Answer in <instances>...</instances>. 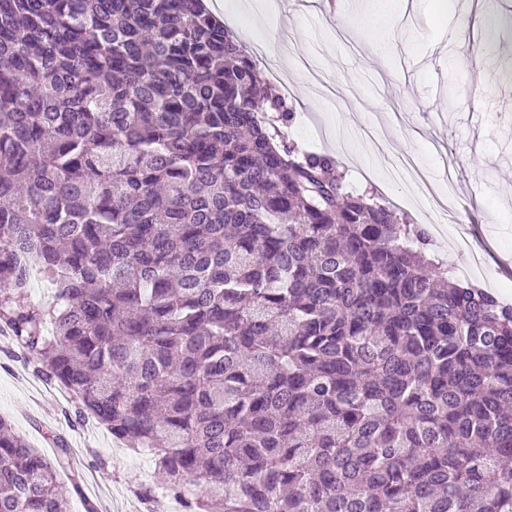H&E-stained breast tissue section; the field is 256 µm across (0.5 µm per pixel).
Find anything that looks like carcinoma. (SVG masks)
<instances>
[{
  "label": "carcinoma",
  "instance_id": "carcinoma-1",
  "mask_svg": "<svg viewBox=\"0 0 512 512\" xmlns=\"http://www.w3.org/2000/svg\"><path fill=\"white\" fill-rule=\"evenodd\" d=\"M291 117L200 0H0V330L148 504L512 512V306ZM67 463L0 418V512H66ZM43 288H49V293L44 295ZM21 300L48 306L53 303L54 290L49 283L42 281L37 275L35 277L31 276L29 288H26L23 292Z\"/></svg>",
  "mask_w": 512,
  "mask_h": 512
}]
</instances>
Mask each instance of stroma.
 <instances>
[{
    "label": "stroma",
    "mask_w": 512,
    "mask_h": 512,
    "mask_svg": "<svg viewBox=\"0 0 512 512\" xmlns=\"http://www.w3.org/2000/svg\"><path fill=\"white\" fill-rule=\"evenodd\" d=\"M224 23L258 69L286 98L293 119L287 140L329 154L357 191L396 205L403 201L387 170L412 162L415 177L435 189L457 188L448 211L484 262L450 241L432 249L472 282L501 295L512 291V6L490 0L483 29L464 23L467 0H408L395 19L373 12L372 0H223ZM276 43H269V34ZM0 417L42 456L70 448L73 463L57 482L69 512L88 505L106 512H146L138 491L152 456L125 448L103 426L80 419L61 385L46 381L26 349L0 335Z\"/></svg>",
    "instance_id": "stroma-1"
}]
</instances>
